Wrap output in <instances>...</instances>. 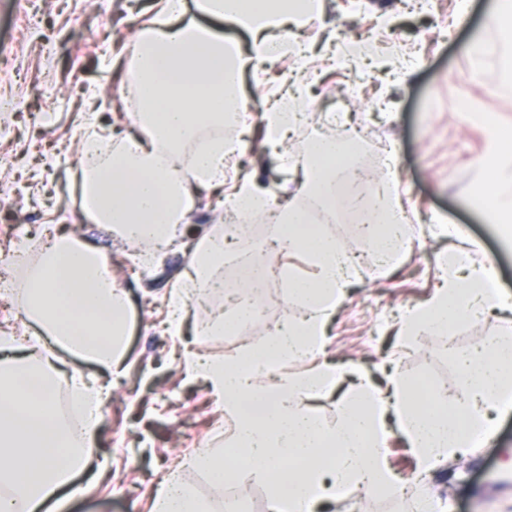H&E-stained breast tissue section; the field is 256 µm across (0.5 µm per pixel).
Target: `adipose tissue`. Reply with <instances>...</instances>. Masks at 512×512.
Instances as JSON below:
<instances>
[{"instance_id": "ef3b65f1", "label": "adipose tissue", "mask_w": 512, "mask_h": 512, "mask_svg": "<svg viewBox=\"0 0 512 512\" xmlns=\"http://www.w3.org/2000/svg\"><path fill=\"white\" fill-rule=\"evenodd\" d=\"M195 7L244 28L251 36V51L183 22L186 0H160L152 28L126 47L128 84L118 89L125 112L136 118V134L114 152L85 150L84 162L73 172L87 220L158 252L181 234L201 190L226 191L227 201L243 213L263 209L268 202L257 180L224 186L225 162L239 154L248 128L198 153L193 175L183 173L177 154L201 125L223 124L237 112L244 70L259 69L275 58L296 59L295 79L264 115L263 141L271 152L281 149L297 123L303 88L314 76L302 47H289L288 27L303 16L319 17V0H196ZM488 128L491 147L482 167L489 179L486 216L494 220L512 213V137L496 123ZM348 151V144L338 139L310 141L303 151L302 193L332 200L336 162ZM397 181L390 173L379 182L380 205L369 212L371 245L391 263L401 252L398 223L404 212ZM281 221L288 227L276 238L281 252L291 260L306 258L312 267L306 275L290 266L284 269L305 313L278 325L262 344L243 347L234 361L215 362L188 352V377L207 383L232 432L223 447L201 448L185 457L180 470L206 471L220 494H227L232 480L223 457L225 449L233 448L249 462L250 473L270 487L273 512H324L340 502L346 489L398 492L399 480L388 464L387 421H394L405 437L421 476L431 473L442 458L467 454L477 438L488 437L489 423L504 409L501 395L512 392V344L498 339L456 353L467 396L449 402L447 411L429 409L420 398L419 383L397 375L390 391L384 392L354 369V394L341 422L333 427L322 424L310 401L331 396L336 389L335 365L319 356L352 271L336 240L306 224L300 205H283ZM454 259L436 295L404 314L405 334H444L479 311L512 310L511 293L486 287L496 276L493 262L474 260L466 246L456 249ZM223 263L224 244L215 237L203 238L192 248L183 273L185 287L166 297L168 332H181L198 290L222 288L216 271ZM25 315L72 356L120 372L126 295L99 249L55 239L28 285ZM23 346V339L0 338V486L9 489L0 500V512H40L49 503L59 510L63 502L56 493L61 487L76 476L107 471L105 463H91L82 447L97 434L111 388L74 372L82 423L69 427L47 400L55 380L53 366L9 360V352ZM298 361L307 363V370L284 373V366ZM273 373L278 379L270 391L253 388L255 376ZM153 512H209V507L173 473L158 487Z\"/></svg>"}]
</instances>
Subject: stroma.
Masks as SVG:
<instances>
[{
  "label": "stroma",
  "instance_id": "obj_1",
  "mask_svg": "<svg viewBox=\"0 0 512 512\" xmlns=\"http://www.w3.org/2000/svg\"><path fill=\"white\" fill-rule=\"evenodd\" d=\"M495 0H473L465 23L456 20V0H433L423 13L411 0H324L318 21L302 24L310 66L319 81L310 88L317 110L298 126L286 146L299 152L307 141L340 137L324 120L325 110L344 100L356 124H370L373 147L394 158L398 191L414 217L408 251L391 267L376 255L358 262L328 327L325 359L338 368L355 366L379 387L391 373L426 377L450 397L461 396L463 382L453 353L473 349L487 338L512 340V313L484 311L459 325L451 336L405 335L407 307L430 300L454 252L439 233L444 225L475 245L474 258L490 257L501 289L512 291V234L487 222L478 203L488 181L480 161L488 145L486 128L464 121L457 108L467 97L480 112L512 129V97L501 94L512 80V46L498 27L486 24ZM154 0H0V98L19 103L0 119V153L11 163L0 169V190L12 199L0 207V254L9 255L19 236L41 240L43 232L65 229L72 237L103 251L130 301V331L119 376L92 363L62 356L65 373L81 371L111 380L95 442V460H106L107 478L75 477L76 490L65 512H153V500L170 463L199 447L221 425V414L203 380L188 379L184 351L232 360L241 338L198 343L192 328L175 336L165 331V295L180 287L186 257L172 250L153 256L148 272L135 270L143 249L126 243L101 224L81 220L72 206L68 173L82 146L81 130L95 118L106 131L105 147L115 150L130 127L113 110V87L127 71L118 57L122 45L156 16ZM370 37L384 50L370 71L335 66L330 58L339 38ZM483 39L496 51L483 76L471 77L467 46ZM416 63L405 81L393 76L396 53ZM281 61L265 72V91L255 94L259 108L254 131L239 156L240 175L255 176L280 202L300 194L299 169L285 168L279 154L262 150L261 106L289 69ZM375 308H365L366 295ZM512 407L497 416L490 435L469 455L442 462L422 481L421 493L434 498L438 512H512Z\"/></svg>",
  "mask_w": 512,
  "mask_h": 512
}]
</instances>
